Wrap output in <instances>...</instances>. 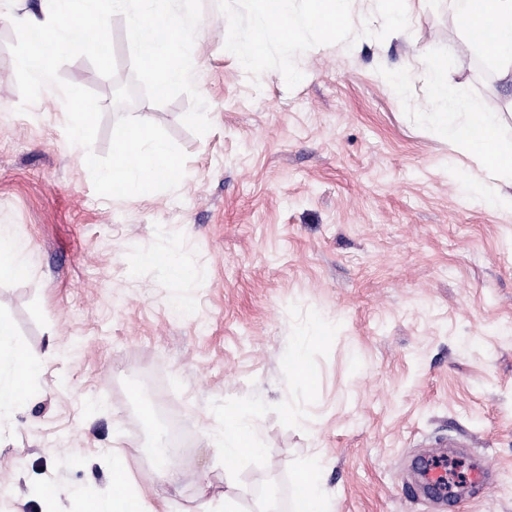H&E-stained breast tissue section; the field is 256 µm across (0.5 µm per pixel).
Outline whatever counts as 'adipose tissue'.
Instances as JSON below:
<instances>
[{
    "mask_svg": "<svg viewBox=\"0 0 512 512\" xmlns=\"http://www.w3.org/2000/svg\"><path fill=\"white\" fill-rule=\"evenodd\" d=\"M260 23L251 35L226 36L238 62L256 69L266 43L274 41L283 57H291L294 43L302 32L314 30L333 36L346 15L347 0H314L312 10L303 15L292 12V0H256ZM463 35L494 65L512 63V0H448ZM431 95L421 110L424 120L439 133L472 155L484 170L473 178L468 190L490 207L512 212V193L493 190L491 181L512 182V132L503 127L493 112L475 111L471 103L456 95L448 86V63L437 60L429 65ZM37 362L15 337L9 322L0 319V421L9 418L29 398V381ZM224 454V480L233 484L231 464L244 454L257 451L255 420L246 414L224 417V432L216 442ZM112 482L117 495L87 498L82 512H139L137 497L125 495L130 475L121 454L112 456Z\"/></svg>",
    "mask_w": 512,
    "mask_h": 512,
    "instance_id": "ef3b65f1",
    "label": "adipose tissue"
}]
</instances>
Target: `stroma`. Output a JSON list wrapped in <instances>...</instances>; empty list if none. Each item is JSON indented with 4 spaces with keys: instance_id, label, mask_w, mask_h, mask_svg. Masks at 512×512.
Returning a JSON list of instances; mask_svg holds the SVG:
<instances>
[{
    "instance_id": "stroma-1",
    "label": "stroma",
    "mask_w": 512,
    "mask_h": 512,
    "mask_svg": "<svg viewBox=\"0 0 512 512\" xmlns=\"http://www.w3.org/2000/svg\"><path fill=\"white\" fill-rule=\"evenodd\" d=\"M40 7L0 0V225L28 245L0 278V318L40 360L32 397L0 422V512L112 495L116 448L145 506L199 512L200 488L224 489L228 410L256 412L262 439L235 464L242 512H263L271 481L293 512L311 460L334 512H448L416 486L415 461L440 456L489 472L478 493L458 488L465 512H512V212L467 194L480 168L419 115L444 59L449 86L512 127V66L465 45L448 0H411L392 27L380 0H348L334 36L305 33L288 63L267 44L254 73L224 49L226 30L256 26L252 0H203L193 58L211 130L183 125L188 97L137 96L132 115L167 130L186 174L103 198L59 93L18 110L12 20ZM111 31L115 78L83 57L60 69L102 102L100 156L132 79L122 16ZM147 254L194 273L189 314ZM318 328L304 381L288 350ZM162 405L191 423L176 487L139 453Z\"/></svg>"
}]
</instances>
